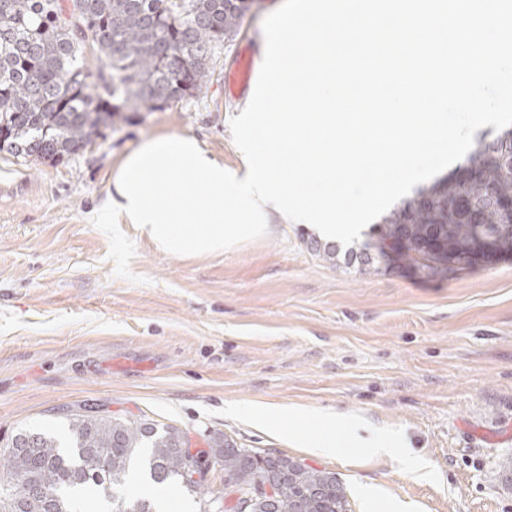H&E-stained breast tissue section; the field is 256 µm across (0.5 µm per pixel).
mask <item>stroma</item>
Returning <instances> with one entry per match:
<instances>
[{"label": "stroma", "instance_id": "1", "mask_svg": "<svg viewBox=\"0 0 512 512\" xmlns=\"http://www.w3.org/2000/svg\"><path fill=\"white\" fill-rule=\"evenodd\" d=\"M281 3L258 0L198 97L130 113L57 163L0 154V447L87 404L176 425L197 451L220 432L335 473L352 512H512V259L429 275L384 261L364 273L308 250L313 226L276 219L221 254L179 258L135 238L136 284L115 276L91 224L143 140L191 135L240 165L229 120L248 92L226 96L224 78L256 55ZM252 402L401 432L421 465L342 447L309 454L226 410Z\"/></svg>", "mask_w": 512, "mask_h": 512}]
</instances>
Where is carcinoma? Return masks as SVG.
Returning a JSON list of instances; mask_svg holds the SVG:
<instances>
[{"mask_svg": "<svg viewBox=\"0 0 512 512\" xmlns=\"http://www.w3.org/2000/svg\"><path fill=\"white\" fill-rule=\"evenodd\" d=\"M248 0H0V152L15 158L60 161L79 153L125 112H154L199 95L213 77L224 41L239 32ZM96 45V70L79 52ZM512 128L481 135L466 165L482 177L436 179L372 226L370 246L344 255L368 271L387 251L428 274L446 273L427 262L420 242L440 238L457 253L477 231L465 206L490 196L512 198V166L499 163ZM498 249L512 255V214L483 212ZM306 246L328 261L336 245L309 237ZM59 433L24 429L0 452V512H79L98 498L110 512H158L148 495L127 497L140 476L177 484L210 512L214 497L204 481L184 476L190 442L181 428L142 417L87 408L69 410ZM211 457L224 469V487L273 475V493L251 499L246 512H352L336 474L286 455L244 457L222 433L209 437Z\"/></svg>", "mask_w": 512, "mask_h": 512, "instance_id": "carcinoma-1", "label": "carcinoma"}]
</instances>
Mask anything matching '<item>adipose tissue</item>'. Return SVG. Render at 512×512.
<instances>
[{"label":"adipose tissue","mask_w":512,"mask_h":512,"mask_svg":"<svg viewBox=\"0 0 512 512\" xmlns=\"http://www.w3.org/2000/svg\"><path fill=\"white\" fill-rule=\"evenodd\" d=\"M241 415L258 427H272L280 418H287L288 428L285 432L289 442L307 448L312 454H328L334 452L336 443L326 438L311 439L304 433L305 426L310 422H318L325 429L336 427V416L332 413L312 415L296 406H270L264 404H250L240 410ZM364 425L357 420L347 422L345 430V443L353 451L373 456H388L401 452L404 442L400 436L388 437L368 436L364 433Z\"/></svg>","instance_id":"1"}]
</instances>
